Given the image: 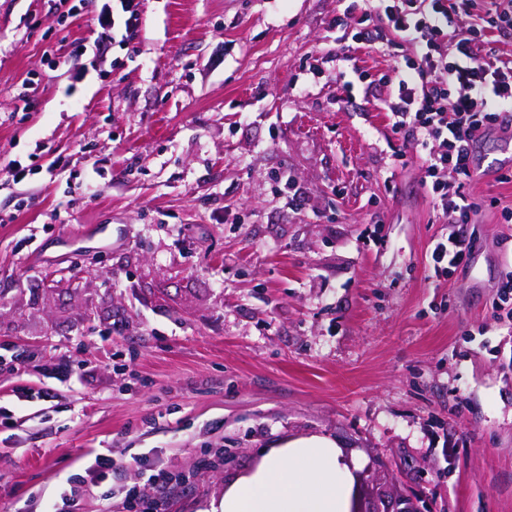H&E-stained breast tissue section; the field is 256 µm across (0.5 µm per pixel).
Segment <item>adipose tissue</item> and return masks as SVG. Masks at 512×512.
<instances>
[{
	"instance_id": "ef3b65f1",
	"label": "adipose tissue",
	"mask_w": 512,
	"mask_h": 512,
	"mask_svg": "<svg viewBox=\"0 0 512 512\" xmlns=\"http://www.w3.org/2000/svg\"><path fill=\"white\" fill-rule=\"evenodd\" d=\"M351 470L335 439H284L228 482L211 512H349Z\"/></svg>"
}]
</instances>
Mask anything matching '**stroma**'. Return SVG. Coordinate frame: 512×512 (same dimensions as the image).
I'll return each mask as SVG.
<instances>
[{"instance_id":"1","label":"stroma","mask_w":512,"mask_h":512,"mask_svg":"<svg viewBox=\"0 0 512 512\" xmlns=\"http://www.w3.org/2000/svg\"><path fill=\"white\" fill-rule=\"evenodd\" d=\"M350 3L140 0L95 53L98 0H0V162L30 167L0 176V512H135L160 472L159 512H209L310 434L429 512H512V134L435 275L423 150L330 59ZM473 245L470 237L451 230L445 239L436 242L431 253L433 270L435 274L448 273L452 268L456 269L471 257Z\"/></svg>"}]
</instances>
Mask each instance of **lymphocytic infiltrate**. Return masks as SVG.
I'll list each match as a JSON object with an SVG mask.
<instances>
[{
	"instance_id": "f902f5d3",
	"label": "lymphocytic infiltrate",
	"mask_w": 512,
	"mask_h": 512,
	"mask_svg": "<svg viewBox=\"0 0 512 512\" xmlns=\"http://www.w3.org/2000/svg\"><path fill=\"white\" fill-rule=\"evenodd\" d=\"M464 16L467 27H456ZM138 22V0H107L98 14L109 40L130 38ZM511 38L512 0H368L355 27L338 38L340 62L350 61L356 44L408 48L395 85L365 70L359 78L367 101L387 112L392 132L425 151L422 185L453 225L431 253L438 274L466 263L473 251L458 227L476 221L470 186L478 176L477 142L491 130H512V58L498 47Z\"/></svg>"
}]
</instances>
